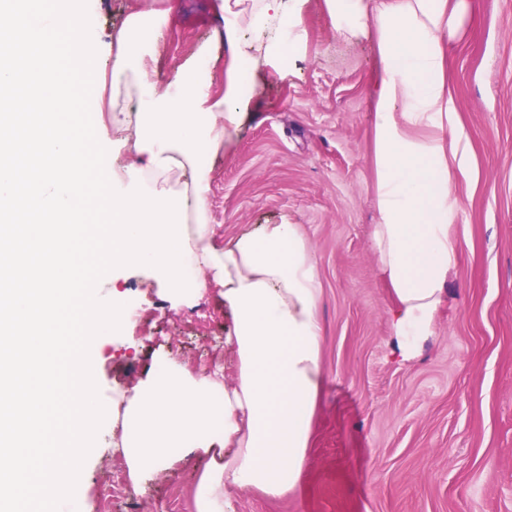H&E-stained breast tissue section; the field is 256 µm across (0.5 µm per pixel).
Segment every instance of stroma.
<instances>
[{"label":"stroma","instance_id":"35a3bbf8","mask_svg":"<svg viewBox=\"0 0 512 512\" xmlns=\"http://www.w3.org/2000/svg\"><path fill=\"white\" fill-rule=\"evenodd\" d=\"M83 35L110 54L133 12L167 9L151 82L179 79L201 46L212 97L224 93L230 53L218 0H67ZM446 59L448 121L464 132L449 234L461 245L433 339L412 365L389 354L387 285L370 248L378 220L372 39L345 37L325 0H305L297 47L269 60L236 142L215 162L209 204L219 244L264 224H297L321 282L325 382L309 466L295 494L242 493L234 512H512V0H469ZM120 284L128 318L102 327L86 360L99 401L149 376L158 358L192 373L227 364L230 315L216 290L173 306L159 275L135 265ZM92 437L60 503L102 512H194L207 464L198 457L135 487L112 443L121 423L89 419Z\"/></svg>","mask_w":512,"mask_h":512}]
</instances>
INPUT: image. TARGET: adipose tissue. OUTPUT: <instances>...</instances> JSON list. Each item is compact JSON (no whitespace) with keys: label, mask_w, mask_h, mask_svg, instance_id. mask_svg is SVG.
Here are the masks:
<instances>
[{"label":"adipose tissue","mask_w":512,"mask_h":512,"mask_svg":"<svg viewBox=\"0 0 512 512\" xmlns=\"http://www.w3.org/2000/svg\"><path fill=\"white\" fill-rule=\"evenodd\" d=\"M49 0H0V92L17 96L18 123L0 135V215L18 238L0 236V494L33 512H55L88 439L87 416L121 414L113 448L134 484L204 456L195 512H232L236 493L270 498L294 493L307 466L312 421L324 373L321 283L298 225L264 224L228 245L216 243L208 205L215 159L238 136L257 89L261 58L287 59L290 30L302 25L304 0H222L224 43L232 65L224 95L193 78L171 90L144 82L146 60L166 13L130 14L112 56L113 94L136 85L137 108L112 104L94 137L78 124L57 62L31 53L61 36L62 57L80 62L91 85L104 64L76 16ZM337 27L355 35L373 20L381 76L375 96L378 224L370 241L390 287L389 347L401 364L432 340L459 244L448 234L452 172L445 44L462 24L467 0H326ZM133 148L135 168H111L91 183L86 160H111ZM135 177L148 191L112 192ZM100 219L82 229L61 223L75 197ZM142 263L164 272L175 301L218 289L232 315L224 347L234 365L195 375L161 360L136 383L123 410L99 402L95 375L61 398L59 372L65 282L80 270Z\"/></svg>","instance_id":"1"}]
</instances>
